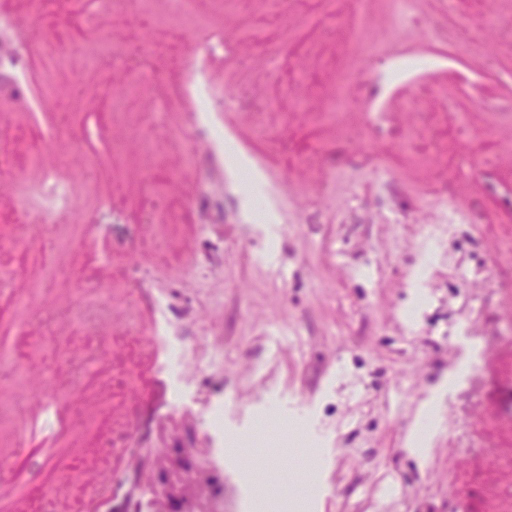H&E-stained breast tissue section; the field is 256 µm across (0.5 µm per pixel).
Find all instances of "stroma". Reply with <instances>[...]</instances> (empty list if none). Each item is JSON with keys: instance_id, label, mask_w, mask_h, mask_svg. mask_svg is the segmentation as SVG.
Listing matches in <instances>:
<instances>
[{"instance_id": "35a3bbf8", "label": "stroma", "mask_w": 512, "mask_h": 512, "mask_svg": "<svg viewBox=\"0 0 512 512\" xmlns=\"http://www.w3.org/2000/svg\"><path fill=\"white\" fill-rule=\"evenodd\" d=\"M33 15L36 40L12 25ZM493 29L492 55L469 33ZM230 150L206 125L189 44ZM436 59L389 91L381 72ZM263 174L246 208L236 152ZM59 171L70 203L49 195ZM0 512L93 463L97 512H132L171 448L224 432L253 469L308 433L333 497L309 512H490L512 497V0H0ZM466 221H448L447 203ZM54 212L57 222L40 216ZM425 266L426 301L410 279ZM188 348L153 351L158 298ZM425 458L407 438L431 391ZM224 512H253L225 451Z\"/></svg>"}]
</instances>
